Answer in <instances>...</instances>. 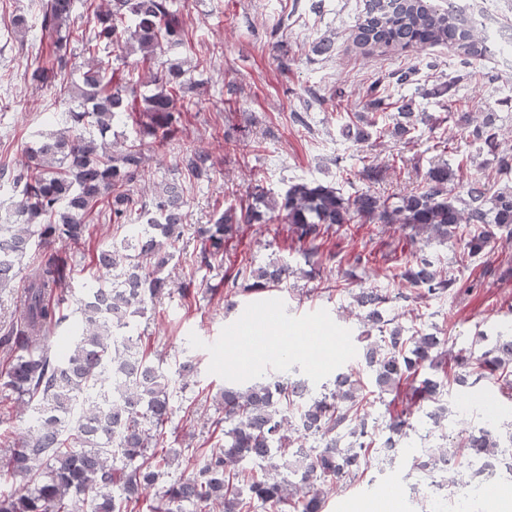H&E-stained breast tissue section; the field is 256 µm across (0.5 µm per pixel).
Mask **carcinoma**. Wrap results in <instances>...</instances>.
Returning <instances> with one entry per match:
<instances>
[{"instance_id":"1","label":"carcinoma","mask_w":512,"mask_h":512,"mask_svg":"<svg viewBox=\"0 0 512 512\" xmlns=\"http://www.w3.org/2000/svg\"><path fill=\"white\" fill-rule=\"evenodd\" d=\"M91 24L81 31L80 66L70 63L67 45L76 20V0H44L40 28L52 41V60L36 67L38 83L64 82L78 105L51 116L46 132L25 151V161L0 170V188L15 193L8 232L13 253L0 255V290L14 287L24 261L36 249L62 241L73 252L44 253L32 268L18 319L0 345L8 349L0 368V395L30 409L27 430L0 448V472L19 481L14 491L0 495V512H136L149 499L151 512H251L255 503L271 512H321V488L339 485L364 473L376 439L368 427L372 403L357 381L339 372L332 388L317 396L306 384L286 375L262 378L245 388H226L211 418L216 442L196 458L189 475L167 480L181 452L158 450L176 406V383L197 372L195 359L182 350L175 369L167 371L151 358L149 344L134 335L137 319L170 294L163 270L182 237L183 207L172 208L175 187L162 185L148 204H138L133 186L141 176L142 152L131 141L116 157L106 142L115 123H132L139 134L164 143L177 130L179 115L193 102L186 99L191 78L183 62L171 60L153 73L155 90L114 82L102 54L117 49L139 54L142 64H154L157 50L184 45L188 27L173 0H112L101 12L88 4ZM353 43L363 53L389 50L417 52L446 47L471 67L486 60L484 39L471 18L447 0H369L353 29ZM415 66L374 80L365 91L363 111L352 114L345 134L358 143L385 136L410 138L419 125L429 132L439 126L413 109V99L397 95L413 84ZM457 76L433 89L446 99L448 112L461 101ZM460 120L471 143L501 173H512V150L502 147L491 116L478 119L469 112ZM209 157L188 152L185 169L197 179L211 177ZM463 165L432 166L423 184L396 197L370 190L348 197L316 180L288 184L279 194L256 190L255 207H224L213 223L198 231L196 263L209 267L224 260V247L251 224L280 220L291 226L298 252L309 262L339 234L352 239L369 224L398 225L408 249L401 263L386 270L397 285L408 284L429 296L457 288L480 286V279L441 277L436 261L420 241L461 243L456 263L464 270L488 254L497 239L512 241V186L491 191L480 177L459 178ZM151 209L148 224H128L135 210ZM98 217L129 226V233L106 243H93ZM82 255L97 275L71 299L65 282ZM299 269L280 263L254 268L247 258L229 262L224 281L229 288L253 281L258 288L288 283ZM386 295L364 288L355 301L357 317L376 327L378 337L360 354L380 393L406 387L410 406L385 420L388 436L414 430L411 405L431 402L426 414L434 424L447 417L439 404L449 339L438 331H409L383 317L379 305ZM78 317L73 343L60 350L50 335ZM487 334L477 331L455 356L456 368L477 365L475 380L500 377L512 392V334L499 333L487 346ZM297 434L299 447L311 439L305 455L282 448L284 432ZM460 443L438 448L415 459L417 468L431 471L442 454L468 460L505 454L512 431L481 426L458 433ZM259 465L261 472L247 468Z\"/></svg>"}]
</instances>
